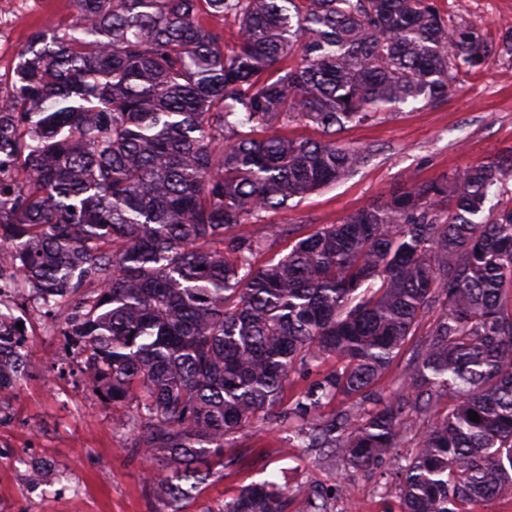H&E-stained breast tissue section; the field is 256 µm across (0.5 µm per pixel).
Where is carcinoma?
Masks as SVG:
<instances>
[{"label":"carcinoma","instance_id":"1","mask_svg":"<svg viewBox=\"0 0 512 512\" xmlns=\"http://www.w3.org/2000/svg\"><path fill=\"white\" fill-rule=\"evenodd\" d=\"M63 29L33 33L0 90V407L29 372L14 310L55 317L82 372L132 403V448L164 512L220 473L229 437L303 419L332 462L397 461L401 512H469L512 491V152L412 181L257 267L244 228L359 170L336 135L512 60L436 0H73ZM233 37L224 45L225 32ZM293 121L322 139L288 136ZM442 313L398 390L357 423L311 418L367 392L420 318ZM338 367L278 409L292 374ZM474 411L480 421L469 419ZM309 512H331L313 489ZM272 482L224 512H286Z\"/></svg>","mask_w":512,"mask_h":512}]
</instances>
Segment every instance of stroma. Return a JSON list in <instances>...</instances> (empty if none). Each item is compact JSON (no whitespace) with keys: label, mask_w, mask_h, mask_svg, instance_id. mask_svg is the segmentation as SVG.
I'll list each match as a JSON object with an SVG mask.
<instances>
[{"label":"stroma","mask_w":512,"mask_h":512,"mask_svg":"<svg viewBox=\"0 0 512 512\" xmlns=\"http://www.w3.org/2000/svg\"><path fill=\"white\" fill-rule=\"evenodd\" d=\"M442 13L475 23L490 34L512 20V0H437ZM10 21L0 47V76L9 77L33 32L64 28L72 0H0ZM347 145L366 149L368 162L336 185L292 201L270 225L253 224L249 233L266 239L258 263L287 253L298 238L339 224L355 211L384 200L412 181L445 179L456 170L512 150V61H493L465 78L445 103L431 108L406 104L343 134ZM25 349L32 366L8 405L0 407V512H160L145 462L129 452L134 437L125 423L129 410L101 400L82 377L70 374L79 359L61 336L38 315L23 312ZM409 338L371 390L372 398L336 397L320 416L366 413L372 401L396 390L418 349ZM297 419L260 422L231 438L224 454L237 465L201 485L183 512H222L247 485L276 482L288 501L287 512H307L306 492L330 491L345 483L347 493L333 498V512H399L395 462L356 469L346 458L328 464L312 448L300 447ZM43 469L40 487H30L27 471Z\"/></svg>","instance_id":"35a3bbf8"}]
</instances>
